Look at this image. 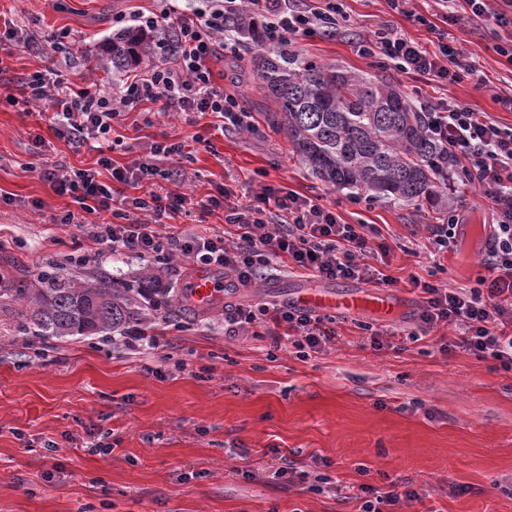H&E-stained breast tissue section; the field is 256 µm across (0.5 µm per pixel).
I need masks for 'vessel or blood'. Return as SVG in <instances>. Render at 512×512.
Wrapping results in <instances>:
<instances>
[{"label":"vessel or blood","mask_w":512,"mask_h":512,"mask_svg":"<svg viewBox=\"0 0 512 512\" xmlns=\"http://www.w3.org/2000/svg\"><path fill=\"white\" fill-rule=\"evenodd\" d=\"M224 285L222 278L199 275L192 284L191 296L196 305H208L218 296ZM293 305L316 312L357 315L371 312L382 317L391 316L395 303L384 292H362L349 285L327 288H302L293 293Z\"/></svg>","instance_id":"1"}]
</instances>
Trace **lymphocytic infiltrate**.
<instances>
[{"label": "lymphocytic infiltrate", "instance_id": "1", "mask_svg": "<svg viewBox=\"0 0 512 512\" xmlns=\"http://www.w3.org/2000/svg\"><path fill=\"white\" fill-rule=\"evenodd\" d=\"M245 4L254 6L268 44L323 39L336 32V0H319L307 8L299 6L298 0H213L209 8H194L179 16L164 7L157 13H137L135 19L147 32L168 19L176 20L180 31L176 66L157 65L108 87L93 84L79 89L49 80L38 70L1 85L0 99L14 101L15 91H22L25 104L46 105L50 126L59 137L79 145L109 138L112 122L123 109L143 102L161 103L166 111L210 113L225 126L253 129L250 114L238 99L215 87L211 68L218 48L236 46L235 38L224 33L225 16ZM359 50L401 73L443 86L472 72L461 50L445 42L432 54L413 40L383 35L375 44L360 45ZM421 109L428 113L429 129L446 147L451 164L461 168L465 184L477 188L488 201L492 222L483 258L487 274L478 279L476 287L442 288L413 279L424 305L410 337L416 341L438 326L460 325L464 328L460 348L478 360H493L511 370L512 128L455 101L425 102ZM181 151V144L161 142L153 145L151 158L131 166L115 164L104 156L94 169L61 173L46 167L41 176L58 192L70 195L85 212L111 215V222L89 225L88 233L101 249L115 256L133 255L160 264L190 257L224 269L244 285L257 280L273 261L284 258L290 266L323 280L366 279L392 286L391 278L364 261L371 251H387L385 243L370 244L374 226L342 223L335 211L280 187L263 186L246 206L232 202L225 190L211 197V205L223 209L225 223L236 227L233 236L162 235L157 221L186 212L187 196L153 192L145 198H131L124 190L160 178L177 179L179 170L159 167L157 161ZM103 169L110 173V182L100 180ZM141 211L152 213L153 221L139 220ZM331 322L330 316L288 303L255 310L232 303L224 306L225 335L264 334L276 342L287 339L301 352L323 351L336 336Z\"/></svg>", "mask_w": 512, "mask_h": 512}]
</instances>
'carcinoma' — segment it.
<instances>
[{"instance_id":"1","label":"carcinoma","mask_w":512,"mask_h":512,"mask_svg":"<svg viewBox=\"0 0 512 512\" xmlns=\"http://www.w3.org/2000/svg\"><path fill=\"white\" fill-rule=\"evenodd\" d=\"M163 35L157 41L136 26L112 33V56L104 65L122 76L157 43L175 51L178 29ZM228 60L233 85L251 81L263 92L270 101L265 122L286 134L299 162L322 183L416 206L447 192L448 152L427 131L426 113L383 77L323 65L286 44L247 62L235 55ZM0 299L21 302L22 332L47 339L120 330L142 319L130 289L102 273L90 283L47 274L29 288L1 272Z\"/></svg>"}]
</instances>
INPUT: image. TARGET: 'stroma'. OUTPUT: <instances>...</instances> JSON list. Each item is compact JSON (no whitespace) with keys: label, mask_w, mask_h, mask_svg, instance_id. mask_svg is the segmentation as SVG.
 <instances>
[{"label":"stroma","mask_w":512,"mask_h":512,"mask_svg":"<svg viewBox=\"0 0 512 512\" xmlns=\"http://www.w3.org/2000/svg\"><path fill=\"white\" fill-rule=\"evenodd\" d=\"M157 7L156 0H0V15L45 37L64 35L69 45L68 55L50 51L41 59L17 47L0 63L12 77L39 69L70 83L107 82L87 61L105 55L113 15ZM343 11L335 38L301 41L294 51L379 74L411 103L456 99L512 128V64L494 50L512 39V27L491 18L476 23L464 12L445 25L475 72L441 87L357 51L359 41L387 29L433 52L438 33L412 25L385 0H343ZM246 96L256 131L222 128L210 114H162L145 103L122 112L97 150L58 137L24 103L0 104V266L26 283L48 271L78 281L103 272L137 287L145 261L97 254L78 225L102 223V216L80 211L39 171L90 168L102 155L128 165L147 158L153 144L178 139L192 155L180 163L185 178L161 179L152 189L186 195L193 215L166 219L164 230L223 234L224 212L208 204L222 187L244 205L266 184L321 196L343 222L380 230L388 255L378 268L396 281L397 313L337 318L333 343L306 358L287 341L229 339L223 309L201 318L177 313L176 294L201 269L182 257L155 266L167 293L143 301L155 350L124 345L115 332L68 342L23 335L15 307L1 304L0 512H359L360 484L393 481L418 494L402 512H512V370L458 348L441 351L442 339L459 336L456 327L408 337L422 306L411 278L473 288L487 273L467 252L430 254L427 225L445 222L453 208L480 227L491 220L487 201L454 177L447 202L435 209L324 184L298 163L287 136L268 127L262 92ZM70 212L77 225L60 227ZM319 284L280 262L246 286L227 279L226 299L282 303ZM368 322L397 329L394 347L374 350L362 330ZM104 433L108 453L90 452ZM49 441L57 451L46 449ZM286 457L308 471L325 462L331 490L268 480Z\"/></svg>","instance_id":"1"}]
</instances>
